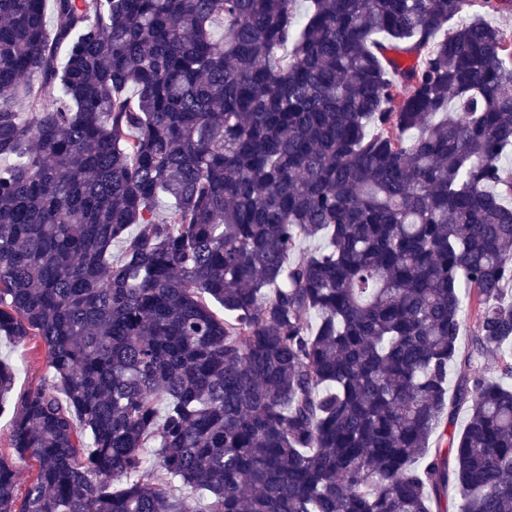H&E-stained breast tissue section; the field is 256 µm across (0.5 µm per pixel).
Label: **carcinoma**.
I'll use <instances>...</instances> for the list:
<instances>
[{"label": "carcinoma", "instance_id": "carcinoma-1", "mask_svg": "<svg viewBox=\"0 0 512 512\" xmlns=\"http://www.w3.org/2000/svg\"><path fill=\"white\" fill-rule=\"evenodd\" d=\"M297 2L0 0V512H512V35ZM475 330V315L470 311H465L464 313V326L462 329V333L459 340V352L456 359V362L450 367L449 370V396H454V391L457 385V382L463 376L468 377L473 372V367L470 365H475L473 362L468 359L470 355V351L472 349V338L474 336ZM0 359L15 370L14 397L49 376L47 353L38 340H31L26 346H17L0 335ZM14 401L5 399L0 413V455L8 460L15 461L16 468L19 472L20 482L27 481L34 474L31 461H19L12 455L10 448V431H11V417L13 411Z\"/></svg>", "mask_w": 512, "mask_h": 512}]
</instances>
